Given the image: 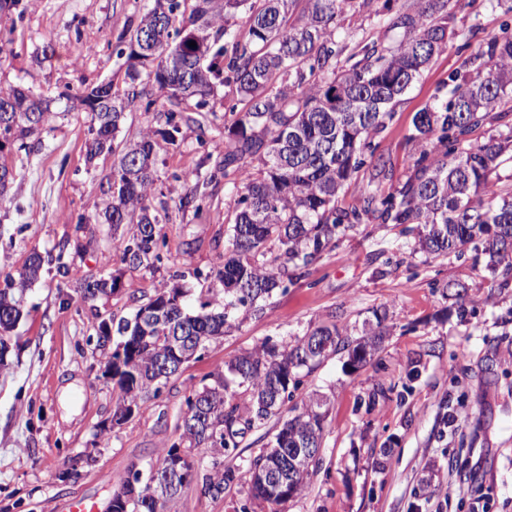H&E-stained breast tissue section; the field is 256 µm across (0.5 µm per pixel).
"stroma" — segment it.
I'll return each mask as SVG.
<instances>
[{
  "instance_id": "1",
  "label": "stroma",
  "mask_w": 512,
  "mask_h": 512,
  "mask_svg": "<svg viewBox=\"0 0 512 512\" xmlns=\"http://www.w3.org/2000/svg\"><path fill=\"white\" fill-rule=\"evenodd\" d=\"M404 0H374L340 34L348 43L394 41L379 14ZM143 0H20L0 13V84L53 98L54 115L29 148L0 152L15 179L0 198V282L18 275L35 252L52 256L23 296L24 316L0 368V512H67L79 496L108 507L115 483L131 467L157 463L177 438L185 399L213 382L231 361L262 341L336 324L360 338L373 310L386 312V334L373 356L352 366L347 353L300 376L290 400L324 403L318 468L279 512H512V282L499 286L473 253L427 256L408 225L369 220L337 241L305 277L278 294L259 317L232 313L224 336L163 386L123 424L113 425L118 389L107 372L111 347L99 346L102 321L132 316L181 271L193 298L220 296L215 278L231 226L224 186H210L207 216L171 211L163 227V261L132 270L112 244L108 224H80L112 194L109 155L87 161L85 113L66 110L60 92L111 79L112 45ZM512 0H455L448 25L456 34L434 57L374 134L387 177L364 167L339 195L358 205L367 191L389 190L423 149L411 141L412 117L431 105L449 74L484 40L500 35ZM195 126L176 143L156 146V194L184 192L176 174L205 153L224 151V128L197 143ZM117 274L114 293L82 301L75 273ZM462 285L465 298L443 296ZM77 463L78 474L59 472ZM238 487L214 498L190 485L172 512H242Z\"/></svg>"
}]
</instances>
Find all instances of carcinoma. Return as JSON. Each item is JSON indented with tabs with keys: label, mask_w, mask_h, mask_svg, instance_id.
<instances>
[{
	"label": "carcinoma",
	"mask_w": 512,
	"mask_h": 512,
	"mask_svg": "<svg viewBox=\"0 0 512 512\" xmlns=\"http://www.w3.org/2000/svg\"><path fill=\"white\" fill-rule=\"evenodd\" d=\"M373 0H146L140 15L117 37L123 76L75 96L89 100L88 159L116 157L112 198L91 221L110 224L113 245L131 269L150 268L164 243L161 221L169 202L155 201L154 137L173 143L184 124H197L199 147L207 144L201 120L224 108V155L206 154L198 169L173 175L187 185L177 210L201 218L207 187L224 182L232 220L229 255L216 277L224 298L192 307L182 283L157 292L129 319L118 322L112 379L120 425L184 365L224 335L233 311L260 317L268 302L302 278L336 240L366 218L380 224H414L418 251L432 256L467 251L486 256L491 280L512 272V184L499 167L512 147V34L480 44L469 59L472 76L448 77L449 98L415 113L410 139L430 144L397 185L367 194L358 207L338 205L339 193L358 178L376 147L372 135L391 119L434 56L448 48L451 0H411L388 14L391 44L360 41L354 48L339 29ZM244 19L238 30L233 18ZM196 46H189L190 42ZM165 93L163 127L144 128L138 139H117L127 114L149 112L152 90ZM53 115L51 102L20 86L0 85V139L27 146ZM497 125L508 132L478 144L472 133ZM280 254L266 258L268 244ZM44 259L29 256L18 280L0 289V365L10 333L23 317L19 294L41 274ZM116 279L80 276L85 302L114 290ZM377 330L350 341L337 325H322L281 344L267 340L226 364L211 384L187 397L176 425L178 438L148 472L133 467L112 493L108 512H169L192 483L218 498L231 486L252 504L280 505L300 494L319 464L325 414L312 401L281 419L270 446L245 465L239 455L245 431L279 416L297 389V374L341 350L366 363L380 343L387 313L375 314ZM248 395L239 403L229 388ZM272 470L286 484L268 479Z\"/></svg>",
	"instance_id": "carcinoma-1"
}]
</instances>
